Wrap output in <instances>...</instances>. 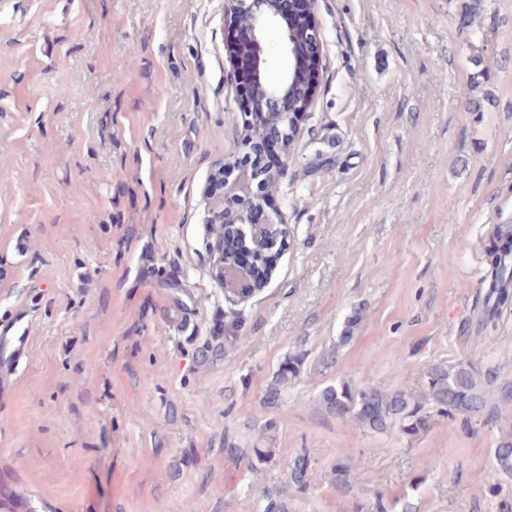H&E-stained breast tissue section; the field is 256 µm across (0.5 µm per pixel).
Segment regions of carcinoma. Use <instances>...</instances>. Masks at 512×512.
I'll return each instance as SVG.
<instances>
[{
  "mask_svg": "<svg viewBox=\"0 0 512 512\" xmlns=\"http://www.w3.org/2000/svg\"><path fill=\"white\" fill-rule=\"evenodd\" d=\"M486 260L490 267L488 291L482 313V322L493 321L502 308L512 303V225H493L486 247ZM233 322L224 325V335L211 337V343L201 350L202 358L227 353L237 336ZM303 355L288 358L279 370L274 384L266 395L267 404L277 405L278 385L295 375ZM427 388L423 396H411L404 391L387 392L374 386L357 390L348 385L328 386L321 393L323 405L339 417H349L359 425L374 432L390 427L399 429L402 435L414 438L429 428L433 413L454 416L456 413L486 415V422L500 424L499 438L494 448L493 475L512 476V415L503 417L497 408H487L478 386V372L468 361L456 364L434 365L426 375ZM226 452L244 459L250 471L257 475L274 457L271 448H234ZM308 457L295 458L288 467V484L300 489L306 486Z\"/></svg>",
  "mask_w": 512,
  "mask_h": 512,
  "instance_id": "cac0c4a2",
  "label": "carcinoma"
}]
</instances>
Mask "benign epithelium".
<instances>
[{"label":"benign epithelium","mask_w":512,"mask_h":512,"mask_svg":"<svg viewBox=\"0 0 512 512\" xmlns=\"http://www.w3.org/2000/svg\"><path fill=\"white\" fill-rule=\"evenodd\" d=\"M316 4L317 0H225L226 41L234 48L228 55V79L236 101H241L239 83L244 76L253 96L261 87L266 98L274 102H294L298 104L299 112L309 107L313 94L302 95L290 90L286 81L278 85L265 83L264 68L268 52L265 36L270 29H278L281 46L289 60L287 76L300 81L313 62L322 61V37L316 17ZM242 12L252 15L247 26L239 25L238 15ZM270 121L269 131L285 136L284 150H290L294 141V136L288 130V125L294 122L290 111L282 108L272 112ZM230 174L231 167L228 164L220 162L215 166L207 187V198L211 200L208 223L234 225L238 232L250 233L259 247L273 243L278 237H286L287 225L277 217H271L263 224L256 223L257 193L240 199L233 214L224 212V184ZM212 256L215 276L226 292L232 291L234 283L255 274L249 268L225 261L222 241L212 245Z\"/></svg>","instance_id":"1"}]
</instances>
